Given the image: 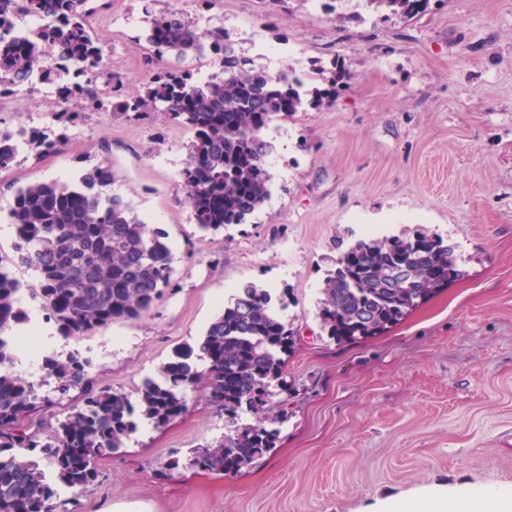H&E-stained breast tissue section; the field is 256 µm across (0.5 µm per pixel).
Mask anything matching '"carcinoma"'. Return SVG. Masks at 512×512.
Segmentation results:
<instances>
[{"instance_id":"obj_1","label":"carcinoma","mask_w":512,"mask_h":512,"mask_svg":"<svg viewBox=\"0 0 512 512\" xmlns=\"http://www.w3.org/2000/svg\"><path fill=\"white\" fill-rule=\"evenodd\" d=\"M366 9L413 19L430 0H360ZM92 0H0V85L37 92L36 67L46 54L80 64L63 121L78 125L87 112L130 119L152 112L193 132L180 178L198 229L214 234L241 224L270 194L264 137L270 125L320 105V90L303 89L290 73L273 75L240 56L224 29L200 30L177 10L144 6L148 63L156 66L143 93L130 97L123 75L100 61L91 34ZM212 56L204 81L163 65L170 56ZM38 155L60 150L54 133L26 140ZM110 166H91L75 184L35 181L14 191L8 209L15 255L0 254V512H70L59 489L84 490L99 481L97 462L126 447L143 421L161 431L187 408V396L205 400L237 423L233 433L192 452L190 465L216 474L237 472L274 447L279 430L265 416L288 392L284 356L295 344L268 290L253 283L193 344L175 351L147 378L135 398L98 386L93 363L79 351L44 359L49 393L6 364L14 331L27 322L18 293L28 290L46 319L74 340L117 322H135L171 286L173 256L164 234L144 223L119 195L102 197L114 181ZM22 268L37 283L16 275ZM459 276L453 248L439 236L360 240L344 252L323 288L322 329L339 342L378 336L401 322L434 291Z\"/></svg>"}]
</instances>
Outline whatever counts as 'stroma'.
Returning <instances> with one entry per match:
<instances>
[{
    "instance_id": "35a3bbf8",
    "label": "stroma",
    "mask_w": 512,
    "mask_h": 512,
    "mask_svg": "<svg viewBox=\"0 0 512 512\" xmlns=\"http://www.w3.org/2000/svg\"><path fill=\"white\" fill-rule=\"evenodd\" d=\"M141 0H108L92 31L107 66L142 92L150 73ZM224 28L255 66L318 72L336 89L274 122L270 198L244 223L203 234L180 173L191 131L155 112H93L62 150L19 155L5 183H72L99 162L104 187L167 236L172 285L133 323L84 339L99 385L134 393L201 336L242 284L283 298L299 339L286 359L288 415L275 445L235 474L190 467L193 448L234 425L198 393L164 430L142 428L76 512H390L434 494L512 491V0H431L403 20L345 4L289 11L269 0H155ZM47 91L0 110V124L47 126ZM413 231L452 246L460 277L383 335L340 343L317 317L328 274L367 231ZM171 476L159 467L171 457Z\"/></svg>"
}]
</instances>
